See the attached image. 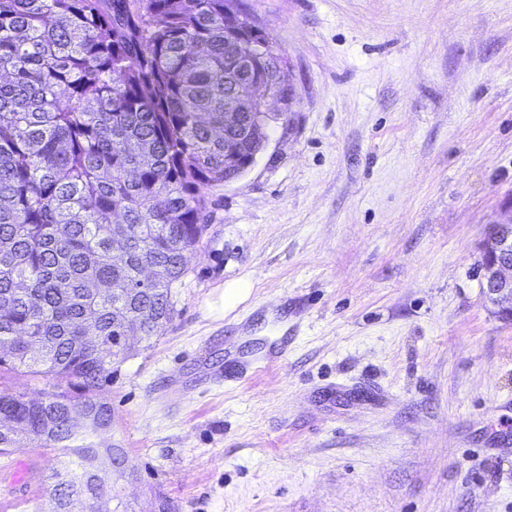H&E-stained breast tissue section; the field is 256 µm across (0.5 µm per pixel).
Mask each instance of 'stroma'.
I'll use <instances>...</instances> for the list:
<instances>
[{"mask_svg":"<svg viewBox=\"0 0 512 512\" xmlns=\"http://www.w3.org/2000/svg\"><path fill=\"white\" fill-rule=\"evenodd\" d=\"M292 100L203 187L176 313L112 367L131 512H512V324L479 243L512 208V0H235ZM250 296L224 310V288ZM287 336L266 373L225 349ZM66 460L19 439L0 512H50Z\"/></svg>","mask_w":512,"mask_h":512,"instance_id":"stroma-1","label":"stroma"}]
</instances>
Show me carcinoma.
<instances>
[{
    "mask_svg": "<svg viewBox=\"0 0 512 512\" xmlns=\"http://www.w3.org/2000/svg\"><path fill=\"white\" fill-rule=\"evenodd\" d=\"M280 64L247 16L224 27V0H0V370L53 380L41 401L0 388V455L23 434L68 458L52 512H129L81 434L111 425L126 337L149 341L175 315L183 254L207 227L201 188L260 143L248 124L213 136L224 104L242 83L281 86ZM118 214L133 225L121 265ZM149 262L161 280L143 287Z\"/></svg>",
    "mask_w": 512,
    "mask_h": 512,
    "instance_id": "carcinoma-1",
    "label": "carcinoma"
}]
</instances>
